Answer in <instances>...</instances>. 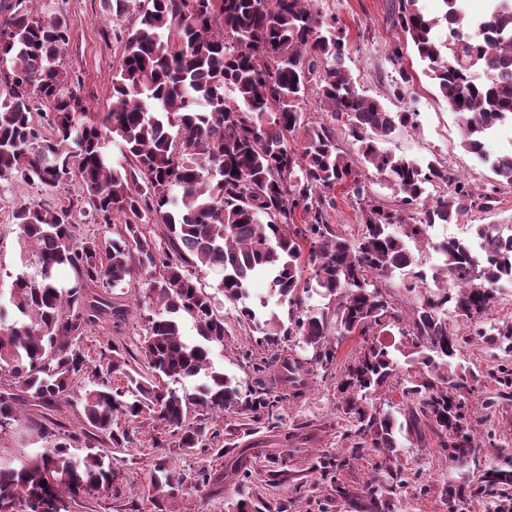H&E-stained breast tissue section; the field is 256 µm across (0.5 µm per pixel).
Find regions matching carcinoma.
<instances>
[{
	"label": "carcinoma",
	"mask_w": 512,
	"mask_h": 512,
	"mask_svg": "<svg viewBox=\"0 0 512 512\" xmlns=\"http://www.w3.org/2000/svg\"><path fill=\"white\" fill-rule=\"evenodd\" d=\"M313 2L113 0L112 14L132 13L135 23L112 75L110 108L92 115L60 66L67 19L40 0H0V84L10 86L0 90V183L81 187L66 205L22 204L13 213L33 272L11 283L14 312L0 309V440L36 439L41 446L25 460L0 454V512L91 509L89 502L123 482V471L99 449L132 447L146 425L156 449L149 493L156 501L178 495L184 477L172 468L171 449L226 452L200 415L235 414L242 420L235 431L244 434L275 424L280 404L305 396L309 377L329 372L353 335L360 351L337 385L338 409L357 438L348 452L378 450L392 483L373 478L355 493L338 484L336 495L390 508L401 483L400 426L380 395L404 363L419 368L400 384L406 428L432 432L451 460L479 463L483 444L465 393L480 374L461 361L466 339L451 329L448 313L486 317L498 303L495 281L512 277V245L494 244V259L484 266L466 239L437 245L444 279L434 277L431 288L409 243L427 246L431 225L491 209L512 189V151L496 158V179L481 192L460 179L433 196L446 175L441 164L423 170L382 147L397 129L414 125L417 113L391 112L357 89L346 66V29ZM418 2L397 0L393 20L458 114L462 148L476 153L491 124L512 116V0L466 26L458 0H443L446 47L433 36L439 20ZM389 62L401 97L409 84L401 43ZM311 93L328 106L330 120L314 122L301 112ZM37 102L52 107L48 131L33 112ZM338 125L357 145V157L339 145ZM111 136L121 141L125 167L102 152ZM298 137L302 150L295 151L288 140ZM363 167L398 189V207L370 192ZM339 185L356 198L355 238L329 223ZM76 210L111 233L80 236ZM211 272L219 279L204 283ZM396 275L414 281L407 292L417 304L406 319L383 287ZM257 276L270 280L288 318L272 310L261 321L252 308L239 309V319L262 333L258 344L281 349L275 373L263 361L254 365L255 386L244 395L214 364L226 336L216 300L238 302ZM141 283L151 311L136 344L108 338L92 360L85 336L101 323L122 322L125 308L114 291ZM314 295L321 305L307 306ZM185 316L194 322V341L183 336ZM395 331L399 341L380 339ZM477 335L496 350L488 409L512 400V322H484ZM198 376L204 382L194 394L172 387ZM27 406L37 411L26 414ZM64 406L76 409L80 429L54 417ZM509 493L512 464L490 465L478 483L448 487V508L468 494ZM282 509L247 494L228 512Z\"/></svg>",
	"instance_id": "cac0c4a2"
}]
</instances>
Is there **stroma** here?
<instances>
[{"instance_id":"stroma-1","label":"stroma","mask_w":512,"mask_h":512,"mask_svg":"<svg viewBox=\"0 0 512 512\" xmlns=\"http://www.w3.org/2000/svg\"><path fill=\"white\" fill-rule=\"evenodd\" d=\"M392 3L393 0H319L317 7L323 15L336 17L346 26L347 65L358 86L391 111L410 109L419 114L418 126L398 130L387 141V149L423 166L435 161L446 163L470 184L489 183L494 178L490 161L478 160L475 154L461 147L459 119L439 96L426 63L415 52L405 55L406 67L412 75L410 87L405 97L394 96L397 73L388 53L403 33L393 23ZM46 7L64 15L69 22V43L61 65L71 86L87 111L106 112L111 100L112 74L122 53L121 37L131 23L130 17L115 18L112 0H46ZM79 189L75 182L58 191L21 180L0 185V303H7L11 282L23 269L21 240L12 218L14 209L24 203L64 204ZM477 224L512 225V191L501 195L494 209L473 213L450 224L434 225L427 234L433 241L449 235L465 238ZM222 307L227 334L224 348L216 352L214 362L247 388L253 384L254 375L251 358L245 357V350H252L253 358L268 362L274 360L275 352L273 347L257 345L255 328L238 323L234 304L226 301ZM359 349V339L343 343L335 367L326 374L316 373L305 397L284 404L278 428L263 425L248 435L234 437V444L245 452L255 471V479L241 483L230 477L235 460L231 453L219 457L211 450L198 449L187 455L173 452L172 462L187 480L183 494L178 495L166 512H227V503L245 491L274 502L289 501L288 512H350L349 506L336 495L334 486L339 483L349 490H360L377 471L381 462L378 454L364 450L362 458L349 461L325 476L312 471L311 466L316 457L339 454L347 445V426L340 421L337 411L340 395L336 385L344 367ZM495 391L490 379H482L466 397L469 409L483 410V402ZM486 413L478 433L491 439L487 458L512 457V401H498ZM398 441L407 483L393 497V512H448V486L475 478L473 463L465 459L449 460L430 433L419 441L412 432L404 430L399 432ZM153 457V449L146 443L113 452L112 463L123 469L125 481L118 495L102 499L98 512H155L148 500ZM271 470H285L304 478L306 485L300 497H293L290 488L274 489L265 485L262 475ZM205 472L211 473L215 481L202 487L198 481Z\"/></svg>"}]
</instances>
